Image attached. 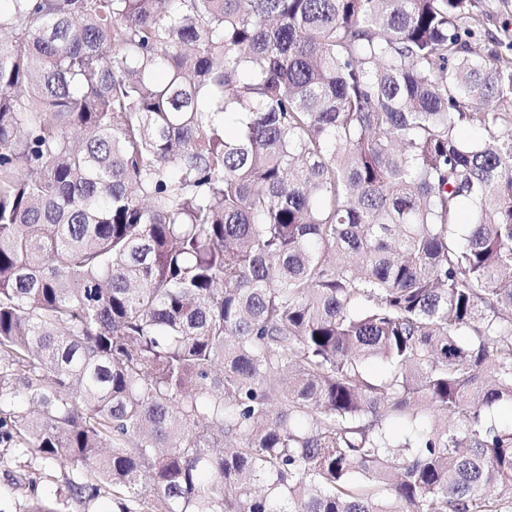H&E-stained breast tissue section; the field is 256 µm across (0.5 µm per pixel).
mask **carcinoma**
<instances>
[{"label":"carcinoma","mask_w":512,"mask_h":512,"mask_svg":"<svg viewBox=\"0 0 512 512\" xmlns=\"http://www.w3.org/2000/svg\"><path fill=\"white\" fill-rule=\"evenodd\" d=\"M478 2L7 0L0 445L118 512H512Z\"/></svg>","instance_id":"1"}]
</instances>
